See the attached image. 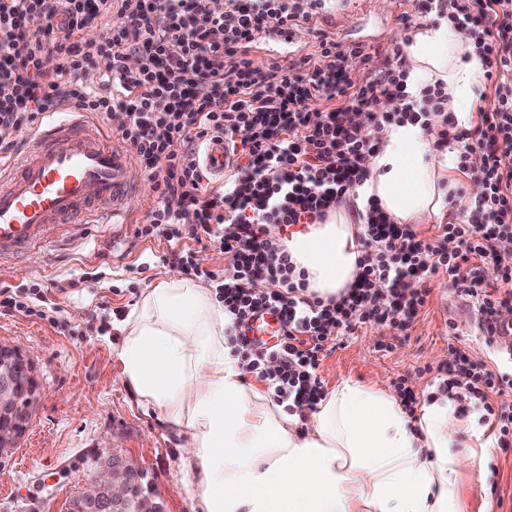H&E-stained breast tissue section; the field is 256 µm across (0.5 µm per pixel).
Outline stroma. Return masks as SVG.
Instances as JSON below:
<instances>
[{
    "label": "stroma",
    "instance_id": "1",
    "mask_svg": "<svg viewBox=\"0 0 512 512\" xmlns=\"http://www.w3.org/2000/svg\"><path fill=\"white\" fill-rule=\"evenodd\" d=\"M421 24L414 0H368L363 11L344 15L334 30L336 40L345 46L363 43L372 52L368 62L348 59L351 77L358 80L387 66V49ZM129 178L139 190L127 201L128 223L112 229L70 225L57 245L0 269V286L20 290L40 284L56 307L49 321L0 307V340L32 358L39 385L24 436L0 451V481L14 486L13 493L0 495V512H66L68 499L98 469L97 450L107 437L148 473L167 512H202L182 436L158 413L139 406L117 357L116 322L146 288L181 267L166 244L135 237L155 194L140 166L132 167ZM96 268L102 278L84 280V273ZM447 281L445 274L432 276L428 304L407 337L374 323L342 336L318 369L326 390L349 380L389 390L397 377L406 376L423 402L436 389L433 374L423 368L447 363L450 346L491 363V354L471 334V313L461 308ZM463 497L465 512H512V448L494 449L488 466L469 470Z\"/></svg>",
    "mask_w": 512,
    "mask_h": 512
}]
</instances>
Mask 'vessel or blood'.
Here are the masks:
<instances>
[{
    "label": "vessel or blood",
    "mask_w": 512,
    "mask_h": 512,
    "mask_svg": "<svg viewBox=\"0 0 512 512\" xmlns=\"http://www.w3.org/2000/svg\"><path fill=\"white\" fill-rule=\"evenodd\" d=\"M25 141L18 173L0 165V266L57 242L66 219L85 207H94L95 223H124L125 201L135 190L127 177L133 157L119 143L108 142L87 113H50ZM201 159L215 178L231 170L223 138L208 141ZM283 333L280 319L266 310L245 328L251 343L261 349ZM492 345L512 361V314L497 321Z\"/></svg>",
    "instance_id": "1"
}]
</instances>
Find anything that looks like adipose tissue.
I'll return each instance as SVG.
<instances>
[{"label": "adipose tissue", "instance_id": "ef3b65f1", "mask_svg": "<svg viewBox=\"0 0 512 512\" xmlns=\"http://www.w3.org/2000/svg\"><path fill=\"white\" fill-rule=\"evenodd\" d=\"M453 19L411 32L408 91L443 83L459 120L474 110L480 70ZM440 118L381 128L368 156L358 210L376 198L398 224L439 213L454 183V151L435 150ZM359 228L346 207L290 236L293 263L327 298L360 269ZM231 325L208 289L179 271L146 289L119 323L118 358L139 404L183 435L203 512H464L463 469L483 463L477 413L457 414L445 396L410 420L387 390L346 381L306 416L291 415L251 384L227 344Z\"/></svg>", "mask_w": 512, "mask_h": 512}]
</instances>
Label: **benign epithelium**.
<instances>
[{
	"mask_svg": "<svg viewBox=\"0 0 512 512\" xmlns=\"http://www.w3.org/2000/svg\"><path fill=\"white\" fill-rule=\"evenodd\" d=\"M34 378L33 361L15 346L0 341V413L18 412L16 380ZM100 468L74 497V512H166L158 494L141 486L142 467L111 446L99 453Z\"/></svg>",
	"mask_w": 512,
	"mask_h": 512,
	"instance_id": "obj_1",
	"label": "benign epithelium"
}]
</instances>
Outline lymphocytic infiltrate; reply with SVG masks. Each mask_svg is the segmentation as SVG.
<instances>
[{
	"instance_id": "f902f5d3",
	"label": "lymphocytic infiltrate",
	"mask_w": 512,
	"mask_h": 512,
	"mask_svg": "<svg viewBox=\"0 0 512 512\" xmlns=\"http://www.w3.org/2000/svg\"><path fill=\"white\" fill-rule=\"evenodd\" d=\"M319 8L320 0H224L220 11L210 0H0V85L9 89L0 97V153L14 147L15 133L63 105L103 117L124 112L120 137L156 193L135 236L177 247L185 271L214 284L233 318L235 353L291 414L324 398L317 369L332 336L372 322L407 333L435 274L472 299L485 323L512 312V269L497 260L499 243L512 239V0H415L420 16L452 15L494 89L493 104L477 120L445 118L439 138L456 145L457 171L482 191L471 203L472 218L452 219L430 237L370 205L359 235L360 273L337 299L309 290L283 244L286 234L323 223L367 180L361 159L377 147L371 127L417 119L426 103L442 111L448 94L437 84L421 100L408 99L397 47L392 64L353 80L346 62L366 47H343L332 37H320L315 53L299 62L255 66L262 35L310 28ZM102 24L111 36L91 37ZM131 55L139 59L133 69ZM52 60L61 79L46 84L42 71ZM89 68L117 74L116 92L85 84ZM228 71L236 82L225 83ZM318 99L323 108L310 109ZM351 111L364 112L366 125H351ZM216 136L228 140L236 164L210 189L193 146ZM205 240L235 255L228 274L197 264L194 246ZM261 310L285 326L280 343L264 350L243 332ZM437 378L459 414L482 408L498 448L512 447V408L493 402L512 389L511 368H490L456 348Z\"/></svg>"
}]
</instances>
